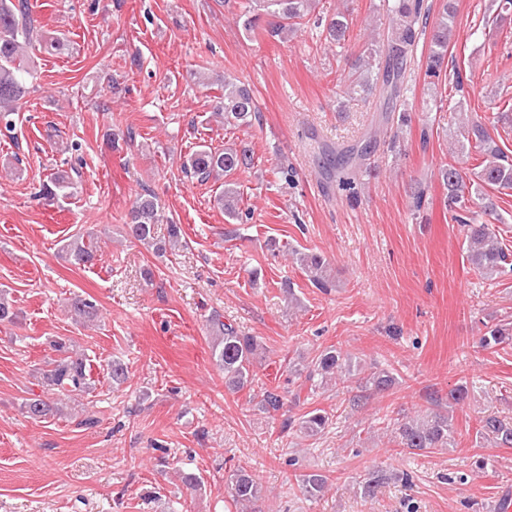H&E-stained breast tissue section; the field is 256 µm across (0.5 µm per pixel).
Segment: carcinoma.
<instances>
[{"label": "carcinoma", "mask_w": 512, "mask_h": 512, "mask_svg": "<svg viewBox=\"0 0 512 512\" xmlns=\"http://www.w3.org/2000/svg\"><path fill=\"white\" fill-rule=\"evenodd\" d=\"M382 7L390 21L389 30L386 38L368 44L350 61L349 76L343 84V94L349 102L365 103L375 94L393 102L406 97L411 92L406 76L407 65L419 44L425 40L428 41L425 78L435 86L447 81L448 47L454 36L453 0H439L434 15L424 0H383ZM314 11L315 0H245L241 11L242 25L251 34L261 30L271 37L285 39L298 26L311 21L325 34L326 41L343 47L352 24L349 15L337 12L330 17L316 18ZM30 15V0H0V118L3 120L16 111L26 92L19 73L33 46ZM221 110L227 126H250L261 119L251 87L232 77L224 78ZM385 120L396 123V132L389 137L388 130L380 131L385 136L383 144L387 151L399 156L402 154L399 132L408 124L407 112L403 110L395 118L387 115ZM457 143L462 151L466 145H474L481 161L468 173L454 165L445 164L439 168L438 176L448 190V212L460 227L466 259L473 271L484 279H495L512 271V250L501 241L494 224L478 222L472 205L477 200L481 201L482 214L501 220L485 188L512 190V158L497 145L485 124L478 120L459 124ZM377 146L378 140L373 137L341 154L327 146L321 147L326 176L338 177L341 188L348 191L350 197H356L355 169ZM252 164L250 148L241 143L230 144L221 151L203 146L190 155L186 167L205 181L220 173L231 176ZM73 189V178L61 170L51 174L42 184L41 193L51 201L67 197ZM240 202L237 184L224 181V191L217 197V203L224 208V215L231 220L242 219ZM160 220L156 196L148 191L137 198L127 213L125 228L134 239L148 242L154 239V226ZM96 252L92 240L82 236L71 239L66 245L70 261L79 267L93 264ZM291 255L314 287L325 292L336 287L328 262L321 254L308 249H294ZM71 308L77 316L89 321L98 314L96 304L79 295L71 300ZM211 322L214 333L211 356L215 365L224 372L225 387L238 392L252 385L254 375L250 367L261 349L260 342L256 337L242 333L232 323L217 318ZM509 341H512V322L490 327L488 334L481 339L485 348ZM54 347L59 358L48 362L49 369L43 372V383L71 397L89 391L85 359L78 354H68L67 341L63 338L54 341ZM296 373L305 375V381L312 388L327 385L346 375L357 379L358 395L353 399L357 405L366 400L367 392L384 393L398 383L396 375L385 369L360 377L362 369L352 361V357L333 347L321 351L307 370L298 369ZM22 411L36 420L59 412V408L41 398H28L22 403ZM328 421L326 413L314 409L297 418L288 417L282 429H296L313 437L327 428ZM479 424L481 435L500 447H512V421L487 414L479 419ZM454 433L453 418L438 412L400 422L396 427L399 447L413 454L451 447ZM396 478L410 481L407 473L396 475L384 469L375 470L361 486V494L372 499L383 485ZM301 484L307 496L318 497L327 487V477L319 473L303 474ZM227 486L236 505L246 507L262 497L261 485L243 467L231 471Z\"/></svg>", "instance_id": "carcinoma-1"}]
</instances>
